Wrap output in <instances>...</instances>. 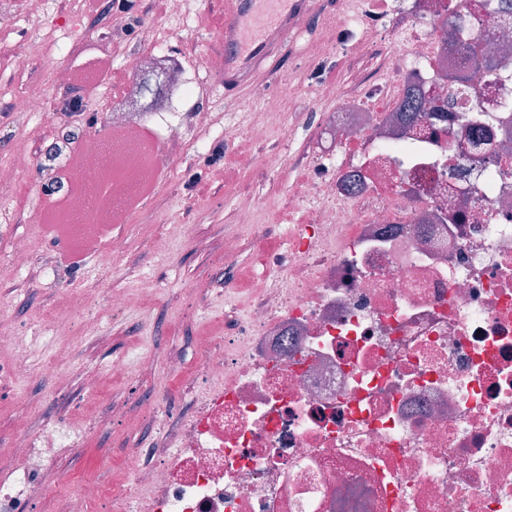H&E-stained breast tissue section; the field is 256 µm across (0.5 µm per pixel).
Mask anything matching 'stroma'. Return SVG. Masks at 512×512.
<instances>
[{
    "label": "stroma",
    "mask_w": 512,
    "mask_h": 512,
    "mask_svg": "<svg viewBox=\"0 0 512 512\" xmlns=\"http://www.w3.org/2000/svg\"><path fill=\"white\" fill-rule=\"evenodd\" d=\"M6 6L15 24L0 29V88L13 96L43 91L50 70L67 54L77 55L80 65L71 84L56 88L53 95L64 99L79 90L89 118L76 122L75 136L67 138L53 110L18 115L0 96V168L17 156L25 158L13 179L0 182V205L11 212L10 223H0V252H9L19 237L36 242L23 271L0 263V289H5L9 304L5 317L23 330L31 355L53 349L69 379L66 389L57 390L35 370L27 379L0 388V453L10 449L20 423L37 432L57 420L76 427L98 420L82 446L64 454L45 476L46 493L25 510L87 512L77 479L110 485L118 459L125 471L133 470L135 449L157 440L173 355L196 362L197 336L208 326H223L225 307L243 308L244 299L235 298L233 291L258 274L262 253L279 244L283 225L308 223L303 189L310 151L320 138L319 118L329 107V92L349 87L360 65L352 45L336 47L330 39L340 26L355 27L359 14L346 0H314L308 23L289 38L283 54L264 64L260 79L269 91L291 96L280 112L270 114L264 143L250 142L241 132L232 140L224 138L225 125H247L261 109L251 90L227 91L202 80L200 100L210 121L190 127L194 149L165 144L148 158L162 167L164 186L144 191L131 207L129 222L117 226L104 220L82 232L71 216L85 196L84 183L69 176L84 163V140L107 129L110 102L127 87V58L146 50L179 48L188 70H205L210 56L224 51V0H185L181 14L164 5L143 16L142 27L151 30L147 43L121 39V17L91 24L86 0L74 6L68 0H47L38 14L30 13L27 0H6ZM40 38L44 56L18 72L12 47ZM319 41L328 48L314 61L308 48ZM217 145L224 154L213 162L209 156ZM270 150L288 158L279 172H266L260 163ZM245 158L250 161L246 167L241 164ZM241 207L255 213L251 228L234 222ZM167 224L177 227L178 236L163 258L153 239ZM117 228L126 235L129 250L111 269L97 270L94 248ZM230 238L239 248L228 257L224 242ZM115 289L144 290V299L114 313L108 296ZM75 294L86 296V305L74 318H63ZM131 348L154 363L150 378L133 372L111 376L113 357Z\"/></svg>",
    "instance_id": "obj_1"
}]
</instances>
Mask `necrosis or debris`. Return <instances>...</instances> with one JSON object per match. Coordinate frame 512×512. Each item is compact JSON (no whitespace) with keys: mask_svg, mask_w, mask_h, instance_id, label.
Masks as SVG:
<instances>
[{"mask_svg":"<svg viewBox=\"0 0 512 512\" xmlns=\"http://www.w3.org/2000/svg\"><path fill=\"white\" fill-rule=\"evenodd\" d=\"M458 0H400L403 36L364 22L352 89L309 166L311 223L263 254L264 279L199 360L174 364L158 445L136 451L128 483L79 486L112 512H512V64L478 83L481 116L435 111L438 21ZM182 53L130 56L132 109L112 103L110 139L89 141L92 186L73 212L94 224L157 165L135 160L184 141L172 110L191 101ZM425 116L397 122L409 79ZM359 172L353 190L345 177ZM82 436L58 424L0 456V512L43 492L59 451Z\"/></svg>","mask_w":512,"mask_h":512,"instance_id":"1","label":"necrosis or debris"}]
</instances>
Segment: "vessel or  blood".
Masks as SVG:
<instances>
[{"label":"vessel or blood","instance_id":"vessel-or-blood-1","mask_svg":"<svg viewBox=\"0 0 512 512\" xmlns=\"http://www.w3.org/2000/svg\"><path fill=\"white\" fill-rule=\"evenodd\" d=\"M311 0H224V69L218 79L242 88L281 50L311 12Z\"/></svg>","mask_w":512,"mask_h":512}]
</instances>
